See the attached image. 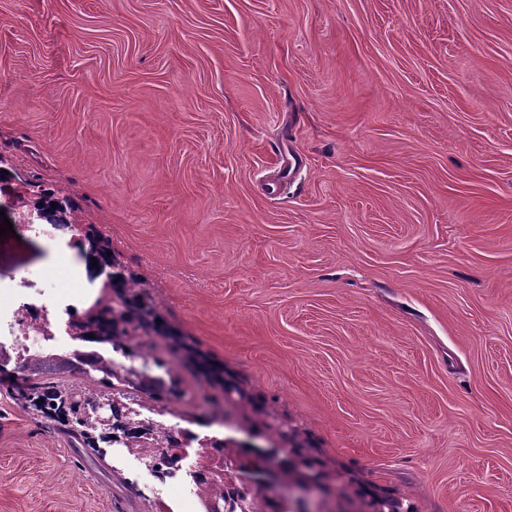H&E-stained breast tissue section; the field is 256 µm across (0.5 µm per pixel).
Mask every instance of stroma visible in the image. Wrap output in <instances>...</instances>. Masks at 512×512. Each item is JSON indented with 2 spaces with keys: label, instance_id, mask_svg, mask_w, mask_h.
I'll list each match as a JSON object with an SVG mask.
<instances>
[{
  "label": "stroma",
  "instance_id": "1",
  "mask_svg": "<svg viewBox=\"0 0 512 512\" xmlns=\"http://www.w3.org/2000/svg\"><path fill=\"white\" fill-rule=\"evenodd\" d=\"M0 336L95 304V250L18 222L70 194L160 313L345 497L512 512V0H0ZM224 459L235 472L240 455ZM0 385V512H201ZM25 185L29 188L31 193L36 194L35 204L44 209H56L64 205L68 211V221H61V224H82V218L80 216V208L74 199H71L69 195H66L62 189L59 188H44V185L40 182L26 181ZM36 188L37 190H31ZM50 202L55 203V207L50 205Z\"/></svg>",
  "mask_w": 512,
  "mask_h": 512
}]
</instances>
